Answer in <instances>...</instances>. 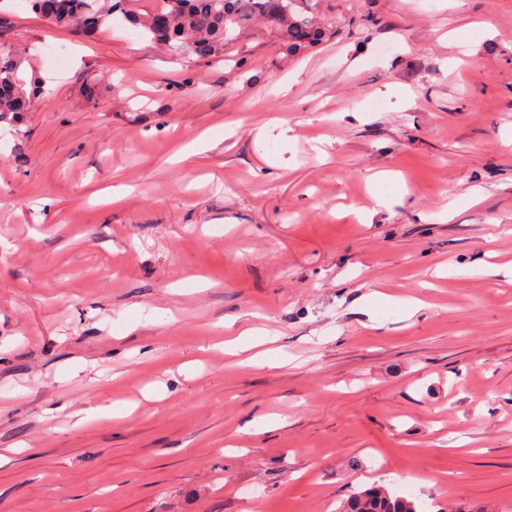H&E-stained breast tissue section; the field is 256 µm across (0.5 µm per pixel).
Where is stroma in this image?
<instances>
[{"label":"stroma","mask_w":512,"mask_h":512,"mask_svg":"<svg viewBox=\"0 0 512 512\" xmlns=\"http://www.w3.org/2000/svg\"><path fill=\"white\" fill-rule=\"evenodd\" d=\"M316 8L225 62L0 13V512H512V0ZM22 59L0 50V122L17 123L30 104V92L21 74ZM413 496L392 492L383 483L353 493L337 512H426Z\"/></svg>","instance_id":"obj_1"}]
</instances>
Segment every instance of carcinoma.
<instances>
[{
    "label": "carcinoma",
    "instance_id": "cac0c4a2",
    "mask_svg": "<svg viewBox=\"0 0 512 512\" xmlns=\"http://www.w3.org/2000/svg\"><path fill=\"white\" fill-rule=\"evenodd\" d=\"M32 11L53 24L86 36L109 20L127 22L152 40L190 49L203 59L224 56L240 32L256 20L277 30L298 54L321 41L325 24L314 14L310 0H161L162 6L140 16L131 0H26ZM22 59L0 51V122H17L30 104V92L21 74ZM337 512H422L411 496L375 483L352 494Z\"/></svg>",
    "mask_w": 512,
    "mask_h": 512
}]
</instances>
